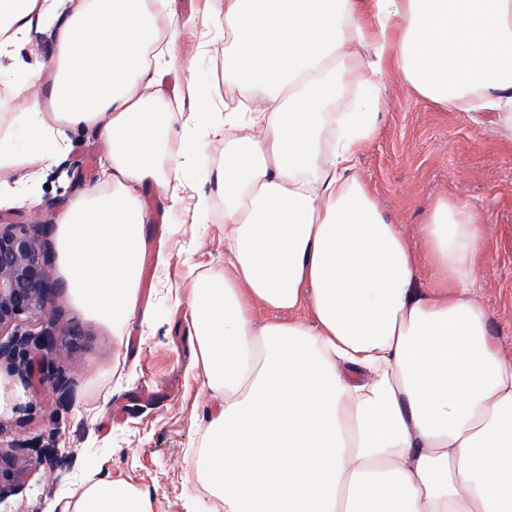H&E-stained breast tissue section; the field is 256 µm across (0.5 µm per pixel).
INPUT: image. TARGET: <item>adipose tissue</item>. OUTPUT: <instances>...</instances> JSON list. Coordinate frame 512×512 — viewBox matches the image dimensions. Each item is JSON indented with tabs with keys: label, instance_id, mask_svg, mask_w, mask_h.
<instances>
[{
	"label": "adipose tissue",
	"instance_id": "obj_1",
	"mask_svg": "<svg viewBox=\"0 0 512 512\" xmlns=\"http://www.w3.org/2000/svg\"><path fill=\"white\" fill-rule=\"evenodd\" d=\"M147 0H0V58L50 39L41 91L0 120V169L34 168L76 127L106 145L108 188L57 218L59 265L87 316L136 315L148 218L138 190L180 128L149 50ZM224 272L189 296L205 385L222 394L195 481L224 512H512V357L475 298L486 231L438 199L419 245L359 174L376 107L333 111L390 69L428 102L492 112L512 135V0H225ZM270 316L259 319L257 309ZM61 512H155L150 491L84 481Z\"/></svg>",
	"mask_w": 512,
	"mask_h": 512
}]
</instances>
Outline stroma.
<instances>
[{"label":"stroma","mask_w":512,"mask_h":512,"mask_svg":"<svg viewBox=\"0 0 512 512\" xmlns=\"http://www.w3.org/2000/svg\"><path fill=\"white\" fill-rule=\"evenodd\" d=\"M172 22L174 35L161 43V90L168 109L189 113L193 95L210 97L211 111L199 115L205 150L186 163L177 150L159 165L182 183V201L167 209L159 190L144 186L141 198L149 222L139 288V308L115 335L78 307L69 288L53 295L59 317L82 334L67 357V373L77 383L73 401L40 383L23 385V395L0 416V446L35 457L50 448L54 464H37L24 486L0 501V512H48L50 504L75 489L95 468L156 496L157 512H206L205 496L195 493L190 454L199 447L209 414L222 402L203 384L194 365L189 292L204 273L224 271V201L210 173L224 145L223 18L212 17L207 0H153ZM386 105L379 130L364 147L358 167L378 198L388 223L402 225L409 238L425 223L437 198L479 210L488 225L479 258L477 299L489 311V331L505 356H512V139L499 131L490 112L443 110L419 97L399 72L386 82ZM72 147L38 173L0 171V185L21 201L0 206L8 224L41 222L46 255L56 260L53 223L57 214L92 186L105 183L106 148L94 132L70 131ZM211 198L208 223H198L195 198ZM165 250L168 263L158 266Z\"/></svg>","instance_id":"35a3bbf8"}]
</instances>
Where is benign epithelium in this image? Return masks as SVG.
<instances>
[{"mask_svg": "<svg viewBox=\"0 0 512 512\" xmlns=\"http://www.w3.org/2000/svg\"><path fill=\"white\" fill-rule=\"evenodd\" d=\"M42 225L0 224V361L22 365L26 376L53 380L66 391L70 379L62 363L44 373L42 352L76 347L79 334L63 323L52 305V269L43 249ZM39 324L36 333L27 326ZM32 462L0 448V494L21 482Z\"/></svg>", "mask_w": 512, "mask_h": 512, "instance_id": "7a95c632", "label": "benign epithelium"}]
</instances>
